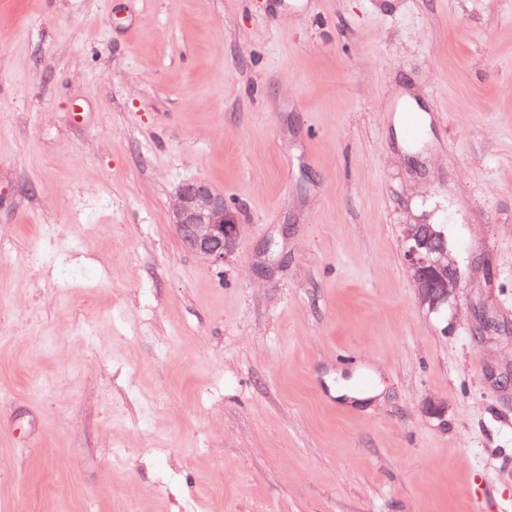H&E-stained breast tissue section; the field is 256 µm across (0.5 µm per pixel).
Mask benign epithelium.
Here are the masks:
<instances>
[{
  "instance_id": "benign-epithelium-1",
  "label": "benign epithelium",
  "mask_w": 512,
  "mask_h": 512,
  "mask_svg": "<svg viewBox=\"0 0 512 512\" xmlns=\"http://www.w3.org/2000/svg\"><path fill=\"white\" fill-rule=\"evenodd\" d=\"M171 210L187 246L202 260L224 265L240 234L236 213L224 204V193L205 181L188 182L176 191ZM400 245L420 304L437 311L455 301L458 270L450 251L434 248L419 224L403 225Z\"/></svg>"
}]
</instances>
